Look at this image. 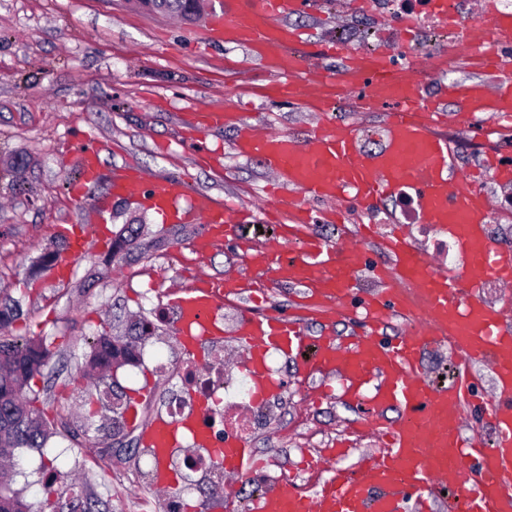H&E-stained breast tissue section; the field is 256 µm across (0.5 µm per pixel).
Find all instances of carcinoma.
<instances>
[{"label": "carcinoma", "instance_id": "1", "mask_svg": "<svg viewBox=\"0 0 512 512\" xmlns=\"http://www.w3.org/2000/svg\"><path fill=\"white\" fill-rule=\"evenodd\" d=\"M146 10L161 14H174L187 22H193L200 14L201 0H140ZM134 230L129 235H118L112 242V256L122 253L135 254V259L148 258L147 247L136 243ZM23 310L20 300L10 296L0 298V331L20 320ZM156 326L144 317L127 323L125 331L118 333L107 321L101 326L90 345L87 367L91 371H112L134 358L138 347L154 335ZM49 349L42 336L0 335V450L14 452L21 448H43L55 436L69 435L67 417L59 413L49 418L39 406L40 392L31 382L42 375V368ZM113 406L117 409L112 418V445L122 451L140 444L126 431V421L121 409L125 405L124 394L112 392ZM46 497L38 504L26 501L11 484H0V512H58L64 507L69 512H101L99 500L83 494L76 484L57 470L49 469L45 484Z\"/></svg>", "mask_w": 512, "mask_h": 512}]
</instances>
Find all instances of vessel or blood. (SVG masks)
Returning <instances> with one entry per match:
<instances>
[{
  "mask_svg": "<svg viewBox=\"0 0 512 512\" xmlns=\"http://www.w3.org/2000/svg\"><path fill=\"white\" fill-rule=\"evenodd\" d=\"M301 6L302 0H232L223 15L212 18L207 37L249 46L282 78L269 88L270 96L286 93V80L295 78L308 110L330 107L340 91L355 96L359 111L383 110V148L365 152L358 128L340 122L316 123L302 138L252 128L239 114L219 109L196 113L193 122L200 129L238 125L234 152L260 158L271 174L266 190L284 218L275 238L255 249L251 260L272 281L303 288L305 316L331 322L346 314L360 275L373 282L362 336L322 337L306 366L335 373L344 399L367 403L363 424L379 438L380 450L360 462L357 475L336 470L311 493L280 487L256 499L252 512H400L408 494L442 490L448 494V512H512V303L492 306L481 295L490 278L512 287V248L489 237V197L473 188L472 176L455 169L447 140L433 132L450 104L458 121L467 125L482 116L512 118V58L504 54L512 47V13H502L493 0H485L487 28L459 25L458 38L465 45L489 41V50L478 60L486 78L453 82L432 95L420 64L397 68L384 49L364 55L336 42L330 50L343 63L337 73L308 63L295 52L301 42L298 30L284 23ZM75 152L83 169L75 194L82 197L99 179L101 148L89 139ZM406 185L417 193L423 223L455 239L463 257L459 270L431 263L404 225L387 236V260L376 264L367 261L363 249L371 238L369 226H362L352 239L336 241L312 230L321 220L336 223L342 206L372 207ZM112 190L127 198L152 197L165 218L202 223L196 246L201 256L246 216L209 194L189 192L176 180L147 184L144 173L133 167L113 174ZM248 286L233 274L202 276L175 293L181 346L189 350L200 337L223 335L219 308ZM395 316L407 317L408 328L400 336L382 339L381 329ZM236 334L244 343L241 367L252 380L254 397L273 395L278 385L268 372L266 355L303 347L302 318L247 315ZM433 345L447 347L457 369L455 380L440 387L431 384L421 366L423 350ZM478 365L487 366L496 379L493 401L476 394ZM372 380L377 383L374 393L363 396V385ZM392 407L400 414L395 422L384 416ZM472 410L492 428L493 443H485L480 434L464 433L465 416ZM185 431L191 432L195 447L223 458L226 473L246 474L251 450L242 440L225 439L218 449L201 417L189 416L177 425L159 418L144 433L157 488L170 486L169 462Z\"/></svg>",
  "mask_w": 512,
  "mask_h": 512,
  "instance_id": "b4317fda",
  "label": "vessel or blood"
}]
</instances>
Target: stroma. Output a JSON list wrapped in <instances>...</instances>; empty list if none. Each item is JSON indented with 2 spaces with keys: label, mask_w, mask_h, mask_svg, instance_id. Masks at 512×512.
<instances>
[{
  "label": "stroma",
  "mask_w": 512,
  "mask_h": 512,
  "mask_svg": "<svg viewBox=\"0 0 512 512\" xmlns=\"http://www.w3.org/2000/svg\"><path fill=\"white\" fill-rule=\"evenodd\" d=\"M343 2L310 0L307 10L287 18L304 32L302 52L330 71L339 70L341 62L322 53L325 43L393 46L378 39L385 30L382 13L348 11ZM222 10L223 0H207L205 20L186 24L134 9L128 0H0V294L22 301L24 317L9 327L10 335L54 339L43 368L51 385L41 395L45 413L65 411L71 427L88 430L91 439L81 446L56 436L44 450H19L13 487L30 502L45 497L47 462L75 478L85 493L110 502L112 512H141L144 497L156 506L165 502L166 492L153 485L125 488L126 478L144 462L143 450L110 452L108 410L99 402L84 405L95 393L81 377L90 342L104 321L153 318L158 305L169 303L171 290L191 283L194 272L252 274L244 244L263 243L273 234L264 215L269 198L262 161L233 155L237 129L231 125L206 133L207 152L196 155L186 145L195 136L192 115L224 108L245 114L249 123L296 136L316 115L293 101L260 96L258 87L277 76L247 47L201 39L208 18ZM87 138L103 146V177L79 199L70 186L82 172L67 148ZM124 165L153 179L183 180L189 191L252 210L255 218L238 224L222 246L195 263L201 225L142 214L139 201L114 196L106 175ZM96 200L122 210V217L96 223ZM137 215L143 218L140 240L151 246L149 258L112 257L109 241L126 218ZM77 222L91 226L105 247L88 245L61 273L38 266L40 256L55 250L61 228ZM241 352L238 346L212 349L203 342L185 353L175 324L164 323L142 346L138 362L117 370L114 383L130 397L142 427L161 413L170 388L166 364L189 357L200 369L220 361L234 370ZM337 386L336 378L307 372L301 358L287 357L275 395L282 407L269 420L264 442L254 446L256 462L282 481L303 486L308 460L336 443L349 446L340 461L344 467L375 452V439L361 424L362 408L340 398ZM263 486L255 475L198 492L183 479L178 488L189 512H248Z\"/></svg>",
  "instance_id": "1"
}]
</instances>
